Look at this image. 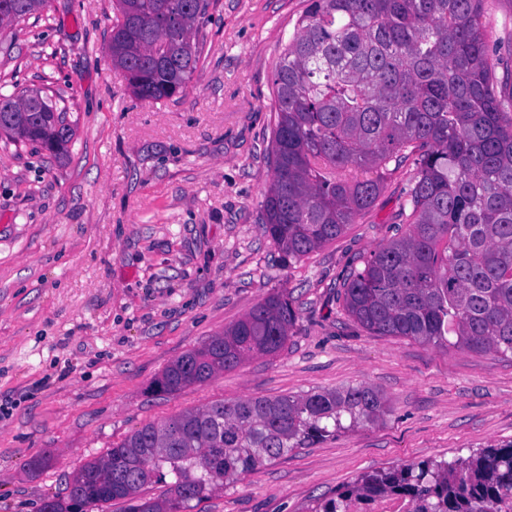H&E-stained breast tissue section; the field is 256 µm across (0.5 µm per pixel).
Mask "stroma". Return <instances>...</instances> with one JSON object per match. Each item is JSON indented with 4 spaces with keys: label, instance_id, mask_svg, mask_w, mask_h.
I'll use <instances>...</instances> for the list:
<instances>
[{
    "label": "stroma",
    "instance_id": "obj_1",
    "mask_svg": "<svg viewBox=\"0 0 512 512\" xmlns=\"http://www.w3.org/2000/svg\"><path fill=\"white\" fill-rule=\"evenodd\" d=\"M308 0H210L185 94L112 69L113 0H49L0 28V87L65 106V159L0 137V512H41L136 429L250 397L365 384L376 424L295 448L181 512H306L360 474L512 440V358L369 334L350 271L405 232L409 167L339 237L290 260L262 232L273 76ZM274 292L285 347L168 394L152 381Z\"/></svg>",
    "mask_w": 512,
    "mask_h": 512
}]
</instances>
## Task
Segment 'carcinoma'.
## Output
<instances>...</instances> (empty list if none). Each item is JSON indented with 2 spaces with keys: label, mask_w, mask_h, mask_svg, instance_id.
Listing matches in <instances>:
<instances>
[{
  "label": "carcinoma",
  "mask_w": 512,
  "mask_h": 512,
  "mask_svg": "<svg viewBox=\"0 0 512 512\" xmlns=\"http://www.w3.org/2000/svg\"><path fill=\"white\" fill-rule=\"evenodd\" d=\"M48 0H0V26ZM209 0H115L108 50L132 94H183L198 62L194 36ZM488 0H310L273 80L272 181L263 230L299 260L336 240L381 193L389 165L411 168L408 232L378 248L343 284V307L376 336L512 355V72L486 39ZM0 133L65 155V108L0 92ZM296 320L274 293L186 353L155 381L171 393L254 355L281 350ZM376 389L247 398L147 424L86 462L76 492L47 500L78 512L114 500L125 512H180L184 502L292 448L374 424ZM173 476L168 497L143 489ZM405 494L412 512H504L512 503V441L463 461H422L362 474L309 512H346L353 496Z\"/></svg>",
  "instance_id": "1"
}]
</instances>
